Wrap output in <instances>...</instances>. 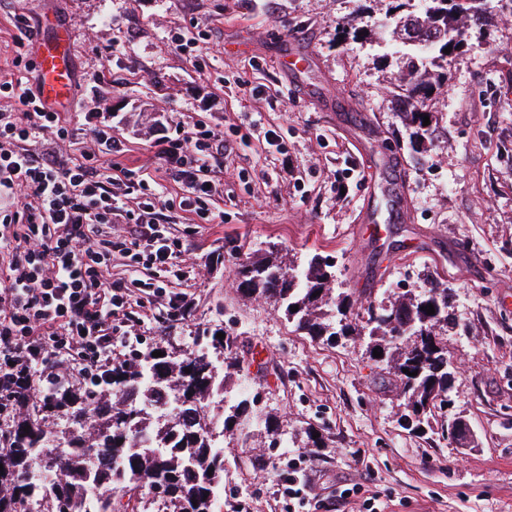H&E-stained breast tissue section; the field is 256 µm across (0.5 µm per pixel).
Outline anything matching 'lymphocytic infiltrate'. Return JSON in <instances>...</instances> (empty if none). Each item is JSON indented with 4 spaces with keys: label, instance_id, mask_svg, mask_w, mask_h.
Segmentation results:
<instances>
[{
    "label": "lymphocytic infiltrate",
    "instance_id": "1",
    "mask_svg": "<svg viewBox=\"0 0 512 512\" xmlns=\"http://www.w3.org/2000/svg\"><path fill=\"white\" fill-rule=\"evenodd\" d=\"M0 93L21 106L0 111V385L19 383L34 396L48 354L61 379L111 364L113 323L142 296H166L171 318L189 316V294L165 290L166 278L192 274L159 210L214 221V185L231 143L194 123L160 143L161 164L146 177L123 163L111 126L77 148L69 113L19 83L0 81ZM41 138L47 147L33 149ZM121 224L131 237L118 234ZM117 266L124 276L113 277Z\"/></svg>",
    "mask_w": 512,
    "mask_h": 512
}]
</instances>
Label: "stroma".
Listing matches in <instances>:
<instances>
[{
  "mask_svg": "<svg viewBox=\"0 0 512 512\" xmlns=\"http://www.w3.org/2000/svg\"><path fill=\"white\" fill-rule=\"evenodd\" d=\"M393 0H0V80L36 83L25 28L69 26L75 139L111 124L130 166L158 167L154 142L195 120L233 142L224 160L220 223L190 224L165 210L184 258L201 265L189 317L169 320L162 300L135 309L141 322L120 351L172 341L190 350L199 329L235 337L238 394L275 415L283 446L260 427L225 437L222 512H512V13L474 31L438 94L436 140L417 152L394 143L399 124L390 46H377ZM204 23L201 66L168 32ZM131 60L110 63L113 44ZM253 87L261 96H250ZM276 130L292 161L248 137L255 119ZM277 251L295 264L332 262L356 302H388L440 280L450 288L448 401L424 431L406 426L399 400L362 342L326 344L260 299L242 298L239 263ZM469 424L475 443H449L443 427ZM322 455L303 477L309 510L281 476L307 431ZM265 452V478L240 458ZM353 494L341 497L343 486Z\"/></svg>",
  "mask_w": 512,
  "mask_h": 512,
  "instance_id": "35a3bbf8",
  "label": "stroma"
}]
</instances>
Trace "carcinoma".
<instances>
[{
	"label": "carcinoma",
	"instance_id": "carcinoma-1",
	"mask_svg": "<svg viewBox=\"0 0 512 512\" xmlns=\"http://www.w3.org/2000/svg\"><path fill=\"white\" fill-rule=\"evenodd\" d=\"M485 2L397 0L387 15L388 43L402 64L392 97L411 145L422 142L424 116L436 118L434 101L452 57L443 50L487 24ZM236 276L241 291L279 304L311 339L331 344L338 335H355L368 352H381L375 361L385 370L382 382L394 387L403 417L426 422L447 397V288L436 283L388 305L368 299L352 321V295L331 286L315 257L298 268L271 252L240 264ZM430 304L432 315L422 310ZM393 313L409 330L397 348L388 336ZM217 333L205 328L193 350L152 347L70 382L46 376L36 406L23 388L1 391L7 404H0V432L9 447H0V512H147L160 487L168 512H214L227 458L213 428L233 435L261 425L273 443L281 442L278 422L257 408V397L227 398L232 375L219 356L235 340ZM156 350L164 356H152Z\"/></svg>",
	"mask_w": 512,
	"mask_h": 512
}]
</instances>
